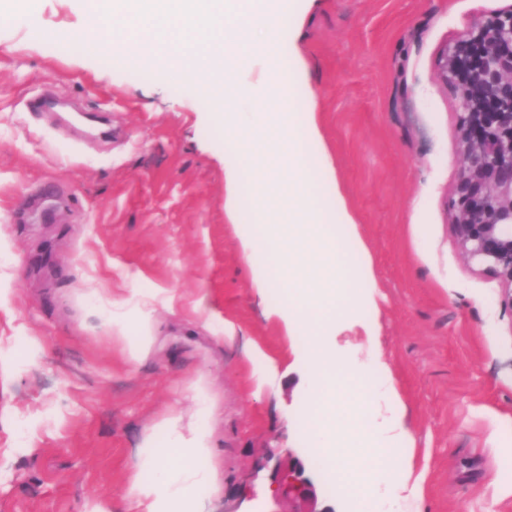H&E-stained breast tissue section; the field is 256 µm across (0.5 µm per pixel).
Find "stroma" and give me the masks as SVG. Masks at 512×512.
<instances>
[{
  "instance_id": "35a3bbf8",
  "label": "stroma",
  "mask_w": 512,
  "mask_h": 512,
  "mask_svg": "<svg viewBox=\"0 0 512 512\" xmlns=\"http://www.w3.org/2000/svg\"><path fill=\"white\" fill-rule=\"evenodd\" d=\"M512 0H316L286 20L379 290L378 349L407 404L417 498L397 512H512V309L467 262L448 219L460 89L446 47ZM93 0H0V512H125L138 449L210 394L209 512H354L286 418L312 373L249 285L224 214V131L201 90L79 40ZM48 96L64 112H34ZM170 289L147 357L128 363L103 314L130 289ZM207 290L210 317L192 305ZM235 340H225L226 329ZM263 360L249 358L250 350ZM274 368L265 387L254 374ZM302 470L292 467L279 483L277 492H281L288 499H310L313 496L312 484L308 479L302 478Z\"/></svg>"
}]
</instances>
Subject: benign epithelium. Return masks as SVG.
Listing matches in <instances>:
<instances>
[{"instance_id":"obj_1","label":"benign epithelium","mask_w":512,"mask_h":512,"mask_svg":"<svg viewBox=\"0 0 512 512\" xmlns=\"http://www.w3.org/2000/svg\"><path fill=\"white\" fill-rule=\"evenodd\" d=\"M438 69L460 88L462 165L449 221L463 257L506 284L512 308V6L445 49ZM277 491L293 500L313 496L295 467Z\"/></svg>"}]
</instances>
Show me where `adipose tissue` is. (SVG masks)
I'll list each match as a JSON object with an SVG mask.
<instances>
[{
    "label": "adipose tissue",
    "instance_id": "1",
    "mask_svg": "<svg viewBox=\"0 0 512 512\" xmlns=\"http://www.w3.org/2000/svg\"><path fill=\"white\" fill-rule=\"evenodd\" d=\"M310 0H112L121 23L126 60L138 64L150 49L159 66L199 85L212 118L232 130L237 161L224 167V214L238 227L240 248L260 299L275 291L283 300L274 313L289 335L304 338L300 351L314 371L311 411L293 421L294 432L335 460L349 494L383 487L391 501L414 492V445L407 406L394 375L377 351L382 295L358 216L343 194L314 106H300L308 82L301 58L278 63L280 21L302 13ZM259 102L276 99L278 110L241 112L242 91ZM269 124L275 154L257 158L243 143L247 130ZM251 174L254 202L243 208L240 186ZM322 192H314L312 182ZM131 301L113 303L110 324L126 340L129 362L152 349L149 327L160 291L132 289ZM359 337L366 360L342 359L337 337ZM194 415L174 412L140 448L127 497L135 512H206L213 435L206 391L191 385ZM395 459L362 474L363 459L379 449Z\"/></svg>",
    "mask_w": 512,
    "mask_h": 512
}]
</instances>
